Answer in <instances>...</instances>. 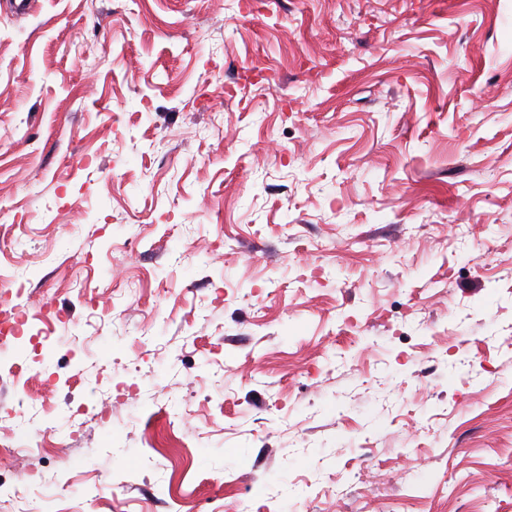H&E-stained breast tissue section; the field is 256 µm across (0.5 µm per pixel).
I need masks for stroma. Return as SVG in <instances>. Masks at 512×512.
<instances>
[{"label": "stroma", "mask_w": 512, "mask_h": 512, "mask_svg": "<svg viewBox=\"0 0 512 512\" xmlns=\"http://www.w3.org/2000/svg\"><path fill=\"white\" fill-rule=\"evenodd\" d=\"M3 291L0 512H512V0L0 8Z\"/></svg>", "instance_id": "1"}]
</instances>
